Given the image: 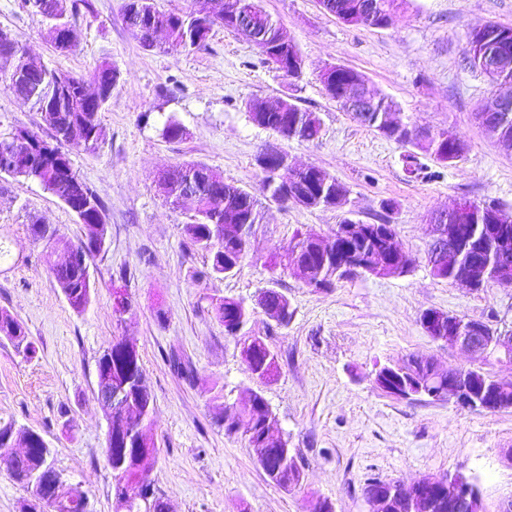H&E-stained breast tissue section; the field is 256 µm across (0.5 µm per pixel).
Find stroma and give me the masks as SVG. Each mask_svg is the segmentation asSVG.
Instances as JSON below:
<instances>
[{"label":"stroma","instance_id":"35a3bbf8","mask_svg":"<svg viewBox=\"0 0 512 512\" xmlns=\"http://www.w3.org/2000/svg\"><path fill=\"white\" fill-rule=\"evenodd\" d=\"M123 4L94 0V12L72 17L75 48L61 54L44 18L19 0H0V28L35 61L73 75L104 63L121 73L100 114L97 149L66 148L74 171L103 201L108 224L104 251L89 260L96 289L84 312L71 308L50 271L53 254L30 232L40 219L57 228V246L65 248L81 234L75 215L36 182L0 178V247L9 252L0 259V309L23 324L37 349L27 359L0 339V420L43 436L56 470L85 492L88 512H114L97 366L123 336L139 351L154 399L159 454L150 478L169 512H315L326 499L335 512H364L369 479L407 486L454 473L475 477L483 512H500L512 500V409L402 400L377 389L372 375L415 355L443 370L480 368L512 379V366L435 342L420 324L421 313L433 308L512 329V284L475 292L433 277L426 262L433 214L465 200L512 209V154L474 119L488 81L462 62L468 30L488 22L512 26V0H404L384 29L344 24L317 0H261L305 54L304 76L292 85L254 45L222 28L198 51L163 40L143 49L124 24ZM336 63L361 72L413 126L454 133L468 145L466 157L444 165L424 156L419 175L408 174L400 145L326 96L319 72ZM289 95L319 115V139L286 141L252 122L249 103ZM170 118L184 127L182 139L163 138ZM21 130L52 135L32 103L0 88V137ZM272 147L292 165L316 166L345 184L344 209L264 202L251 261L232 276L206 275L205 253L183 233L193 212L166 203L158 173L201 162L255 192L256 157ZM344 210L370 224H394L412 271L318 290L286 269H270V259L296 236L329 233ZM267 287L285 294L293 311L284 327L269 328L261 313L248 324L278 355L270 383L251 375L236 338L225 335L212 311L224 297L253 304ZM116 288L131 300L120 319ZM251 391L263 394L289 441L302 473L295 489L274 485L247 440L217 421L234 416Z\"/></svg>","mask_w":512,"mask_h":512}]
</instances>
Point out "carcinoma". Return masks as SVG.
I'll return each instance as SVG.
<instances>
[{"label": "carcinoma", "instance_id": "1", "mask_svg": "<svg viewBox=\"0 0 512 512\" xmlns=\"http://www.w3.org/2000/svg\"><path fill=\"white\" fill-rule=\"evenodd\" d=\"M320 6L328 13L341 19L347 25L380 26V21L389 18L401 5V0H319ZM21 7L51 22L70 27L67 14L76 15L80 9L93 11L92 0H21ZM236 9L243 14L247 25L239 28L224 19V10ZM209 11L212 18L208 27L199 32V14ZM123 21L130 33L145 48L155 47L150 37L158 32H167L168 46L184 51L200 50L214 28L220 27L239 34L249 40L263 56L264 63L271 66L281 64L291 80L302 77L305 58L297 43L282 51L278 41L283 28L262 9L259 0H203L199 9L181 14L161 12L153 0H125ZM99 73V91L92 96L81 92L86 78L48 68H32L19 41L0 30V84L13 94L33 103L43 113V120L52 131L54 143L50 144L37 135H30L31 141L25 146L16 145L19 134L0 139V175L5 174L16 181H34L62 201L81 224L82 234L78 242L61 252L52 266V274L66 300L77 312H82L92 300L93 282L88 260L104 250L108 225L105 207L99 196L73 170L63 145L80 143L86 149L95 150L102 138L99 114L112 94V89L121 78L120 72L102 64ZM334 81L324 86L325 94L342 109H347L343 95L356 82H364L365 76L346 66L333 69ZM398 108L393 102L382 97L371 112H355L353 118L373 129L388 140L407 148L402 155L408 173L420 170L418 152H423L441 164L451 165L462 160L469 147L448 130H439L430 135L417 128L403 130L400 134L386 131L393 122ZM258 125L272 130L285 140L313 141L321 134V121L317 113L301 108L292 96L279 101V108L267 112ZM500 129L512 140V108L499 113V118L488 125L489 131ZM260 190L263 195L278 203H288L297 195L306 197L303 206L307 208L337 207L348 194L347 187L326 171L313 167L310 171L290 169L286 157L270 167L260 168ZM157 186L164 199L179 207L184 202L193 204L192 222L183 226L185 237L210 259L207 273L231 275L238 271L251 255V240L257 224L261 223V202L257 195L233 183L202 163H183L164 172L157 180ZM449 223L461 229L460 238L455 240V260L448 261V251L433 261V276L454 281L458 267L469 265L476 279L475 290L479 291L494 282L495 268L488 265L494 250L485 238V228L490 218L512 231V210L476 201H464L456 210L448 212ZM352 218L342 217L327 234L309 232L296 237L291 252L303 264L300 279L306 286L329 290L336 284L350 280L369 271L359 264L343 265L342 253L348 251L356 257L377 251L394 253L390 273L396 277L412 271L413 259L403 249L395 225L380 224L367 227L357 237L346 235L345 227ZM228 224L244 226L234 236L225 234ZM266 313L275 319L278 326L288 325L293 311L288 298L279 290L269 287L262 290ZM215 317L224 325L227 336L239 338L242 350L252 354L246 361L252 375L270 381L278 371L277 355L262 336L249 335L244 328L250 321L252 310L241 299L226 297L213 305ZM439 315L442 322L433 336L448 335V325L459 326L466 317L450 314L437 309L424 310L420 323L428 315ZM0 337L8 340L18 353L31 358L36 348L23 325L8 311L0 310ZM418 378L425 383V389L438 391L447 389L448 375L435 371L429 359L410 357L400 365H382L375 370L373 383L382 392L397 399H410L419 395L411 388L404 389V382ZM128 384V396L132 401L140 400L148 410L138 411L130 418L127 432L130 447L122 448L111 468L115 486L139 489L140 501L134 503L130 512H167V504L156 495L149 471L147 458L155 447L151 435L154 415V400L147 387L145 371L141 362L127 370L124 376ZM241 414L250 417L269 416V406L262 394L250 393ZM254 449L256 460L271 482L290 490L301 483V472L292 455L286 454L288 440L274 432L264 434L259 429L247 438ZM48 464L41 456L21 460L12 474L20 484L25 478Z\"/></svg>", "mask_w": 512, "mask_h": 512}]
</instances>
